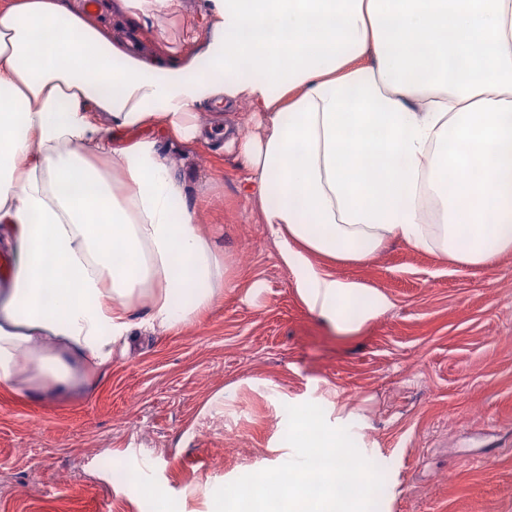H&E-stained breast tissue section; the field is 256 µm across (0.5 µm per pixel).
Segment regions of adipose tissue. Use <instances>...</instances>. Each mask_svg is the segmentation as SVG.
I'll list each match as a JSON object with an SVG mask.
<instances>
[{
    "mask_svg": "<svg viewBox=\"0 0 512 512\" xmlns=\"http://www.w3.org/2000/svg\"><path fill=\"white\" fill-rule=\"evenodd\" d=\"M207 47L137 51L65 0H0V384L64 395L223 294L185 173L145 130L245 173L301 301L346 332L380 292L315 265L391 239L470 266L512 252V0H212ZM251 108V135L229 114Z\"/></svg>",
    "mask_w": 512,
    "mask_h": 512,
    "instance_id": "adipose-tissue-1",
    "label": "adipose tissue"
}]
</instances>
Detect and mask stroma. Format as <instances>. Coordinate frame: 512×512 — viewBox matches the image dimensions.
I'll return each mask as SVG.
<instances>
[{
  "mask_svg": "<svg viewBox=\"0 0 512 512\" xmlns=\"http://www.w3.org/2000/svg\"><path fill=\"white\" fill-rule=\"evenodd\" d=\"M203 0H182L144 52L207 43ZM167 164L206 197L199 230L224 255L233 289L199 322L138 337L95 389L63 396L0 386V512H209L212 493L279 463L287 407L311 402L328 422L361 414L357 446L383 475L378 512H512V253L464 266L397 240L365 263H317L390 302L359 331L334 330L300 301L241 171L221 140L167 144ZM234 392L223 412L204 402ZM148 472L113 475L105 452Z\"/></svg>",
  "mask_w": 512,
  "mask_h": 512,
  "instance_id": "1",
  "label": "stroma"
}]
</instances>
